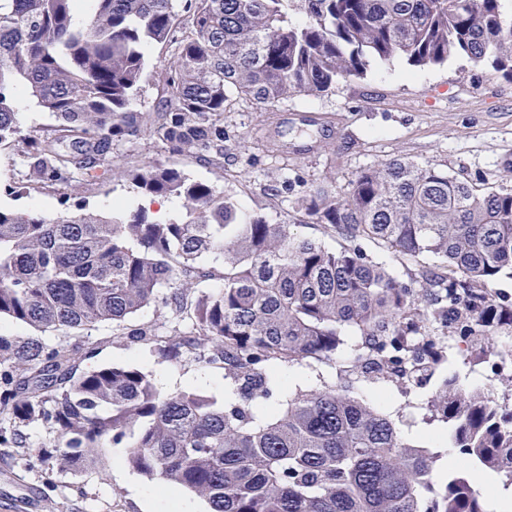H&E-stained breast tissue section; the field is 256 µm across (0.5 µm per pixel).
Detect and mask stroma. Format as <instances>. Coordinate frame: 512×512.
Listing matches in <instances>:
<instances>
[{
  "instance_id": "stroma-1",
  "label": "stroma",
  "mask_w": 512,
  "mask_h": 512,
  "mask_svg": "<svg viewBox=\"0 0 512 512\" xmlns=\"http://www.w3.org/2000/svg\"><path fill=\"white\" fill-rule=\"evenodd\" d=\"M145 58L141 89L132 103L138 112L153 110L170 53L154 45ZM224 129L223 167L170 153L144 137L120 146L94 181L35 189L17 198L0 191V205L56 212L64 192L72 203H86L106 216L120 201L130 208L145 206L153 215L164 204L169 217L179 218L181 200L143 196L121 176L129 156L176 166L233 197L243 214L260 213L273 224L294 223L295 198L322 185L344 193L361 170L394 158L437 166L479 185H512V82L492 68L458 59L431 69L402 60L375 63L364 77L338 81L318 97L282 100L270 112L240 101L225 113ZM58 341L76 349L84 368L131 363L152 374L162 391L198 388L224 395L222 370L164 358L158 347L131 344L108 324L91 337L62 335ZM431 389V381L420 382L411 394H394L385 405L403 433L439 435V424L423 421L418 408ZM24 432L25 447L0 446V466L10 467L31 490L26 512H147L146 491L154 494L158 512H206L204 501L191 493L158 492L154 482L124 463V449L101 448L93 460L65 468L46 454L58 445L49 425L35 422Z\"/></svg>"
}]
</instances>
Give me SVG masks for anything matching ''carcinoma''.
I'll return each mask as SVG.
<instances>
[{
	"instance_id": "carcinoma-1",
	"label": "carcinoma",
	"mask_w": 512,
	"mask_h": 512,
	"mask_svg": "<svg viewBox=\"0 0 512 512\" xmlns=\"http://www.w3.org/2000/svg\"><path fill=\"white\" fill-rule=\"evenodd\" d=\"M0 0V144L18 146L30 182L88 181L118 146L144 136L178 154L224 166V112L315 97L373 62L415 68L463 59L512 80V17L504 0ZM171 54L152 112H134L145 48ZM33 97L56 125L23 132L13 98ZM125 176L146 196L184 200L159 222L118 203L105 217L85 205L53 215L0 207V319L37 332L0 336V411L13 421L0 444L22 448L21 427L49 424L67 465L98 448L162 488L186 490L210 512H488L470 472H448L438 442L407 438L378 398L350 395L365 378L401 387L400 338L427 340L420 373L449 361L448 338L495 353L512 329V304L493 290L512 278V187H480L408 159L361 170L347 191L321 187L294 201L304 222L343 243L326 246L240 216L232 197L179 168L132 162ZM428 256L424 291L398 281L361 242ZM217 280L215 288L201 283ZM162 302L190 331L160 347L224 370V399L160 391L130 364L80 371L59 332L92 336L110 324L136 343L153 325L128 327ZM363 336L368 357L343 368L336 353ZM330 368L291 388L282 369ZM429 418L448 426L476 470L512 487V408L485 400L457 376L440 379Z\"/></svg>"
}]
</instances>
